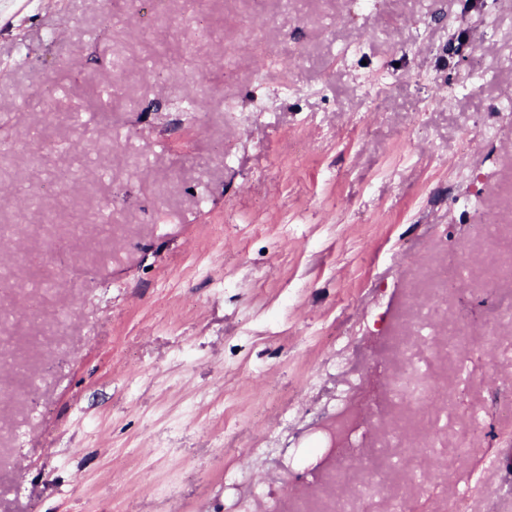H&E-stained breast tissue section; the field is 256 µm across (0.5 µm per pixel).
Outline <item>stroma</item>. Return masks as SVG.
Masks as SVG:
<instances>
[{"label":"stroma","instance_id":"35a3bbf8","mask_svg":"<svg viewBox=\"0 0 512 512\" xmlns=\"http://www.w3.org/2000/svg\"><path fill=\"white\" fill-rule=\"evenodd\" d=\"M509 105L512 0H33L0 29V512H512ZM408 358L446 409L393 395ZM348 401L347 462L289 481Z\"/></svg>","mask_w":512,"mask_h":512}]
</instances>
